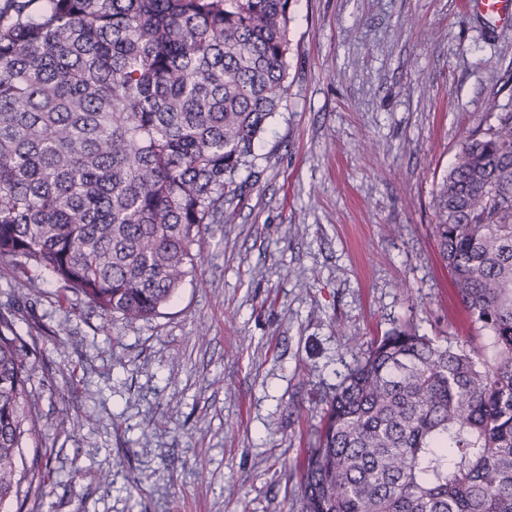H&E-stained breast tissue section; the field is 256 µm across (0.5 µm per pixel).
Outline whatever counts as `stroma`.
<instances>
[{
    "label": "stroma",
    "mask_w": 512,
    "mask_h": 512,
    "mask_svg": "<svg viewBox=\"0 0 512 512\" xmlns=\"http://www.w3.org/2000/svg\"><path fill=\"white\" fill-rule=\"evenodd\" d=\"M292 11L288 100L227 198L236 220L211 225L160 315L107 318L47 273L0 277V306L28 290L16 322L43 342L48 435L25 461L52 475L6 512H297L327 400L367 344L406 324L468 340L433 197L486 101L512 105V25L464 0Z\"/></svg>",
    "instance_id": "35a3bbf8"
}]
</instances>
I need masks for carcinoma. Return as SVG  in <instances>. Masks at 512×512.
<instances>
[{
    "label": "carcinoma",
    "mask_w": 512,
    "mask_h": 512,
    "mask_svg": "<svg viewBox=\"0 0 512 512\" xmlns=\"http://www.w3.org/2000/svg\"><path fill=\"white\" fill-rule=\"evenodd\" d=\"M292 0H4L0 267L149 320L288 98ZM434 197L476 335L370 342L327 400L300 512H512V109L490 100ZM40 337L0 310V504L40 492Z\"/></svg>",
    "instance_id": "carcinoma-1"
}]
</instances>
